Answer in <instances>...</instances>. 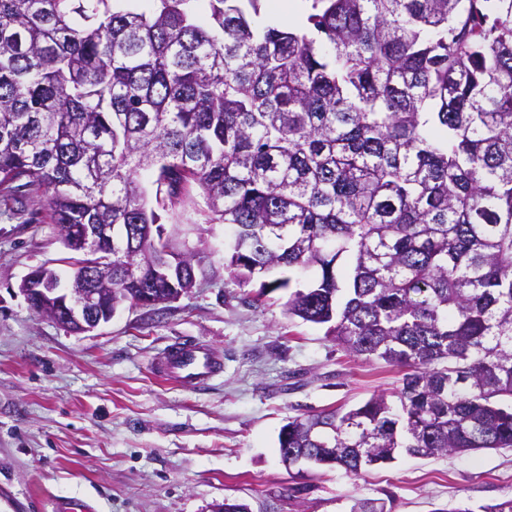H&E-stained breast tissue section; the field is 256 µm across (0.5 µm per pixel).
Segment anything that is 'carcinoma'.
I'll use <instances>...</instances> for the list:
<instances>
[{
  "instance_id": "cac0c4a2",
  "label": "carcinoma",
  "mask_w": 512,
  "mask_h": 512,
  "mask_svg": "<svg viewBox=\"0 0 512 512\" xmlns=\"http://www.w3.org/2000/svg\"><path fill=\"white\" fill-rule=\"evenodd\" d=\"M0 0V200L107 224L112 310L224 269L406 369L302 414L279 456L355 476L401 449L512 447V0ZM191 258L173 282L156 270Z\"/></svg>"
}]
</instances>
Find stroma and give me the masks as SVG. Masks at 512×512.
I'll use <instances>...</instances> for the list:
<instances>
[{
    "instance_id": "stroma-1",
    "label": "stroma",
    "mask_w": 512,
    "mask_h": 512,
    "mask_svg": "<svg viewBox=\"0 0 512 512\" xmlns=\"http://www.w3.org/2000/svg\"><path fill=\"white\" fill-rule=\"evenodd\" d=\"M166 229L204 241L212 279L75 334L19 291L40 265L68 269L47 209L0 203V512H49L60 496L96 512H210L225 501L250 512H349L357 499L384 512H451L512 497V448L402 453L359 478L285 467L278 435L290 418L391 394L403 370L288 318L287 291L238 283L224 269L223 225ZM178 341L208 347L222 371L195 389L159 375Z\"/></svg>"
}]
</instances>
